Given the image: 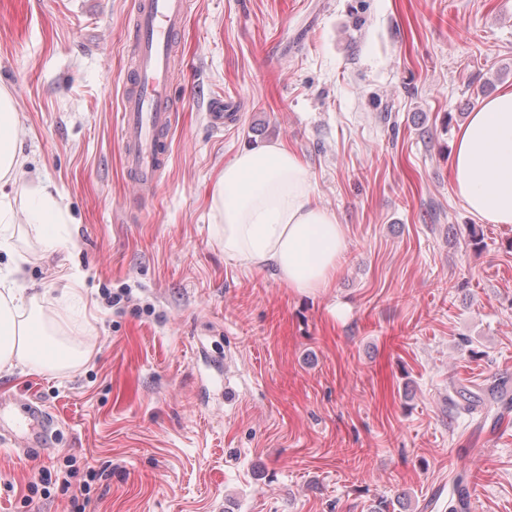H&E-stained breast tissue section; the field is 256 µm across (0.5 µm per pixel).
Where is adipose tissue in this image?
<instances>
[{"label": "adipose tissue", "instance_id": "ef3b65f1", "mask_svg": "<svg viewBox=\"0 0 512 512\" xmlns=\"http://www.w3.org/2000/svg\"><path fill=\"white\" fill-rule=\"evenodd\" d=\"M16 123L13 98L0 87V182L18 181L25 172ZM450 172L455 193L474 218L512 224V88L470 113L456 134ZM211 217L224 227L225 256L275 269L298 293L327 291L340 271L347 229L317 202L305 162L286 143L243 149L225 164L211 190ZM20 275L17 266L0 270V371H76L88 361V350L52 340Z\"/></svg>", "mask_w": 512, "mask_h": 512}]
</instances>
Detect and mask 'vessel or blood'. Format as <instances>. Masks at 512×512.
<instances>
[{"label":"vessel or blood","instance_id":"vessel-or-blood-1","mask_svg":"<svg viewBox=\"0 0 512 512\" xmlns=\"http://www.w3.org/2000/svg\"><path fill=\"white\" fill-rule=\"evenodd\" d=\"M189 17L188 0H138L133 18L130 81L121 118L127 174L145 195L160 187L170 157L174 105L171 93L177 37ZM26 449L43 444L36 429L47 413L34 400H22Z\"/></svg>","mask_w":512,"mask_h":512}]
</instances>
